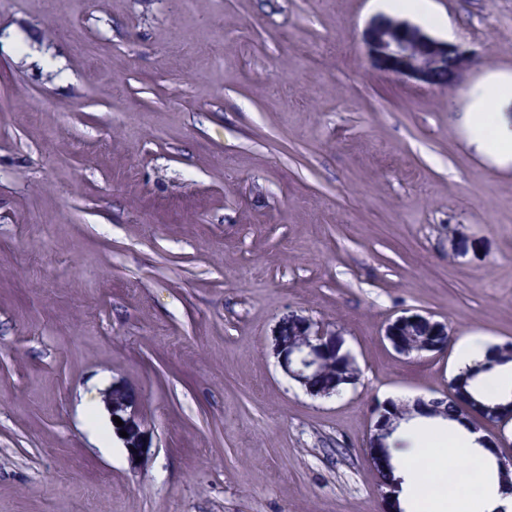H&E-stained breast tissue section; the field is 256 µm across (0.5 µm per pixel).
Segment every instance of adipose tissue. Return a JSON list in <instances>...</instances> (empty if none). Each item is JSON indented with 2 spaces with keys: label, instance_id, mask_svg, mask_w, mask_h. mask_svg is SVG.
<instances>
[{
  "label": "adipose tissue",
  "instance_id": "1",
  "mask_svg": "<svg viewBox=\"0 0 512 512\" xmlns=\"http://www.w3.org/2000/svg\"><path fill=\"white\" fill-rule=\"evenodd\" d=\"M512 76H489L477 88L467 114L473 142L487 154L512 161ZM411 444L404 458L396 499L405 512H460L452 486L476 492L479 512H512V488L502 484L494 457L477 433L439 417L414 415L397 430Z\"/></svg>",
  "mask_w": 512,
  "mask_h": 512
}]
</instances>
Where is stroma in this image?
<instances>
[{
  "label": "stroma",
  "mask_w": 512,
  "mask_h": 512,
  "mask_svg": "<svg viewBox=\"0 0 512 512\" xmlns=\"http://www.w3.org/2000/svg\"><path fill=\"white\" fill-rule=\"evenodd\" d=\"M431 4L474 52L452 89L370 67L382 0H0V512H382L381 394L512 342V164L465 121L512 0ZM290 314L345 336L354 387L281 372ZM411 314L453 344L397 355ZM115 383L136 465L97 430ZM103 403L111 415L113 429L122 440L129 461L136 463L137 457H142L148 448L138 400L124 386L113 385L103 393ZM113 417H119L124 425L117 426ZM120 431H126L128 437H121Z\"/></svg>",
  "instance_id": "1"
}]
</instances>
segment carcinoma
I'll list each match as a JSON object with an SVG mask.
<instances>
[{"label": "carcinoma", "instance_id": "1", "mask_svg": "<svg viewBox=\"0 0 512 512\" xmlns=\"http://www.w3.org/2000/svg\"><path fill=\"white\" fill-rule=\"evenodd\" d=\"M336 358L341 366L336 363H326L318 371L315 384L325 391V397L339 396L345 391V386L358 380L359 368L350 351L345 348L343 337H336ZM512 362V352L495 345L489 348L485 361L473 368L465 369L453 377L457 381L456 399L438 401L436 408L426 416H443L453 419L461 425H469L471 420L478 418L491 428L501 425L496 404L486 401L487 375L496 367ZM374 469L379 474V480L383 484L391 486L396 477L395 467L392 463L391 448L384 450L382 458L378 459Z\"/></svg>", "mask_w": 512, "mask_h": 512}]
</instances>
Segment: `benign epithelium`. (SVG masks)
<instances>
[{"label":"benign epithelium","mask_w":512,"mask_h":512,"mask_svg":"<svg viewBox=\"0 0 512 512\" xmlns=\"http://www.w3.org/2000/svg\"><path fill=\"white\" fill-rule=\"evenodd\" d=\"M361 42L372 68L428 89L440 88L439 75L442 68H448V87L452 88L461 81L470 65L471 52L466 46L437 39L405 20L383 15L368 22L362 31ZM414 319V315L399 316L386 328L385 339L398 355L408 356L412 353L402 340V328ZM288 323L296 326L299 335L303 336V343L290 347L278 340L282 326ZM332 335L333 332L325 327L298 314L283 317L274 332L272 350L280 368L287 377L296 379V383L312 396L315 395L311 386L312 376L331 353L329 339ZM446 335L447 327L442 323L437 324L431 334L416 344L418 352H436L446 348V343L439 341V338ZM103 403L111 416L124 422V425H115L113 429L117 433L127 432L122 442L129 461L136 462L147 448L138 400L125 387L113 385L103 393ZM386 430L387 424L383 417H378L366 443L369 458L380 456L381 448L385 447Z\"/></svg>","instance_id":"1"}]
</instances>
